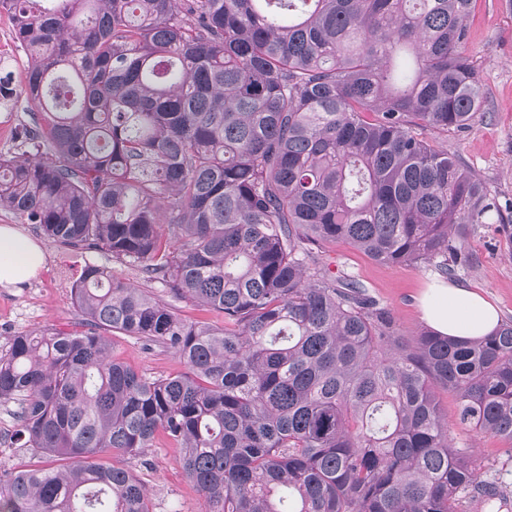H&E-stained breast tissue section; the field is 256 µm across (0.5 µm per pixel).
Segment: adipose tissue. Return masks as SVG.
I'll return each instance as SVG.
<instances>
[{
  "mask_svg": "<svg viewBox=\"0 0 512 512\" xmlns=\"http://www.w3.org/2000/svg\"><path fill=\"white\" fill-rule=\"evenodd\" d=\"M45 262L43 248L13 227L0 226V286L24 283L35 277ZM421 317L440 335L477 339L499 323L497 307L480 293L453 283L427 288L419 300Z\"/></svg>",
  "mask_w": 512,
  "mask_h": 512,
  "instance_id": "adipose-tissue-1",
  "label": "adipose tissue"
}]
</instances>
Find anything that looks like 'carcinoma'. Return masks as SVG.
<instances>
[{"label":"carcinoma","instance_id":"cac0c4a2","mask_svg":"<svg viewBox=\"0 0 512 512\" xmlns=\"http://www.w3.org/2000/svg\"><path fill=\"white\" fill-rule=\"evenodd\" d=\"M28 58L26 149L0 208L136 266L224 325L87 265L76 329L8 338L11 443L54 460L0 479V512H153L119 459L157 434L205 512H512V453L481 478L458 422L512 444V320L409 338L314 250L345 242L444 275L511 204L422 135L484 111L474 0H0ZM171 351L149 379L109 334Z\"/></svg>","mask_w":512,"mask_h":512}]
</instances>
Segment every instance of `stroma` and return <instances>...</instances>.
Returning a JSON list of instances; mask_svg holds the SVG:
<instances>
[{"label":"stroma","mask_w":512,"mask_h":512,"mask_svg":"<svg viewBox=\"0 0 512 512\" xmlns=\"http://www.w3.org/2000/svg\"><path fill=\"white\" fill-rule=\"evenodd\" d=\"M466 50L485 91L484 112L466 129L430 130L426 136L455 151L493 193L511 201L512 9L504 0H475ZM4 224L41 244L46 264L34 279L14 287L0 286V355L7 350L8 336L45 328L72 329L77 320L72 284L85 265L107 266L130 283H143L139 272L113 261L111 255L54 244L34 225L10 210L0 209V226ZM466 247L477 261L459 270L455 283L481 291L496 304L501 320L512 319V248L493 224L479 227ZM318 255L321 268L329 275L359 280L380 306L392 312L402 334L411 337L424 329L419 298L425 288L441 280L437 270L419 263L380 264L343 242L322 246ZM112 351L118 360L150 379L183 369L173 353L144 346L128 336H113ZM437 400L455 446L473 449L482 471L493 470L504 456L506 442L459 426L453 393L438 390ZM14 426L8 407L0 405V476L41 463L39 457L11 446ZM125 465L146 484L154 512H202L203 502L183 472L177 448L165 439H156L141 455L126 459Z\"/></svg>","instance_id":"obj_1"}]
</instances>
